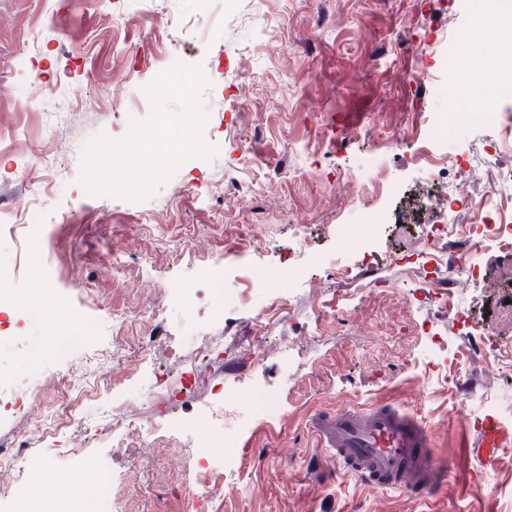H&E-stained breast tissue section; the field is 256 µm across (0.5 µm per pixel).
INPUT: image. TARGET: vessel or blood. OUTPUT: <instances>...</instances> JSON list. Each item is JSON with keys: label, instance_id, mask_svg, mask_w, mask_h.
Masks as SVG:
<instances>
[{"label": "vessel or blood", "instance_id": "obj_1", "mask_svg": "<svg viewBox=\"0 0 512 512\" xmlns=\"http://www.w3.org/2000/svg\"><path fill=\"white\" fill-rule=\"evenodd\" d=\"M311 427L344 470L372 483L419 493L433 488L445 470L432 452L428 430L402 409L375 403L314 416ZM476 439H463L460 452L492 463L512 446V426L493 415L477 425Z\"/></svg>", "mask_w": 512, "mask_h": 512}]
</instances>
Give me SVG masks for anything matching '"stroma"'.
<instances>
[{"label": "stroma", "instance_id": "35a3bbf8", "mask_svg": "<svg viewBox=\"0 0 512 512\" xmlns=\"http://www.w3.org/2000/svg\"><path fill=\"white\" fill-rule=\"evenodd\" d=\"M472 22L468 0H0V215L35 199L49 220L41 243L50 264L42 270L25 253L22 225L5 224L0 278L28 297L51 273L68 326L92 341L75 369L87 387H108L77 399L75 369L48 355L55 322L0 308V370L14 377L0 405V445L17 450L0 474V512L14 508L19 488L40 508L39 468L72 476L86 464L112 479L106 512H195V499L212 498L196 478L205 442L243 462L225 474L234 491L214 498L215 512H512V447L473 487L455 478L478 465L457 457L464 432L488 413L512 423V354L492 363L476 351L426 358L429 334L471 343L428 288L447 280L460 244H440L438 268L407 254L434 187L429 170L408 162L425 120L447 123L449 155L474 154V196L498 162L484 151L488 129L450 125L437 80L449 31ZM156 65L191 74V93L152 92ZM423 68L431 79L413 83L410 72ZM132 112L156 130L160 149L173 127L189 126L194 150L151 160L131 136ZM395 132L408 135L403 151L383 152ZM102 156L130 180L90 190L86 175ZM279 165L300 174L275 178ZM375 165L392 193L354 201L334 193L344 173ZM236 180L264 185V198L232 192ZM363 210L384 216L368 267L359 247L330 230L356 224ZM466 257L485 270L458 295L470 322L512 339L504 287L512 255L485 244ZM290 264L343 295L342 314L315 323L300 283L255 279ZM219 276L236 304L184 308L183 283ZM285 331L292 342L283 357L274 345ZM205 332L224 337L210 381L240 411L219 429L198 424L209 388H181L182 363ZM249 345L264 352L262 364L245 354ZM143 354L151 372L139 370ZM36 368L49 377L42 411L59 415L77 400L85 420L99 423L113 401L137 400L145 436L108 423L90 435L65 423L28 438ZM159 374L163 390L142 399ZM265 396L278 400L277 413L251 415ZM370 400L430 430L450 470L433 495L338 470L313 434L314 414Z\"/></svg>", "mask_w": 512, "mask_h": 512}]
</instances>
